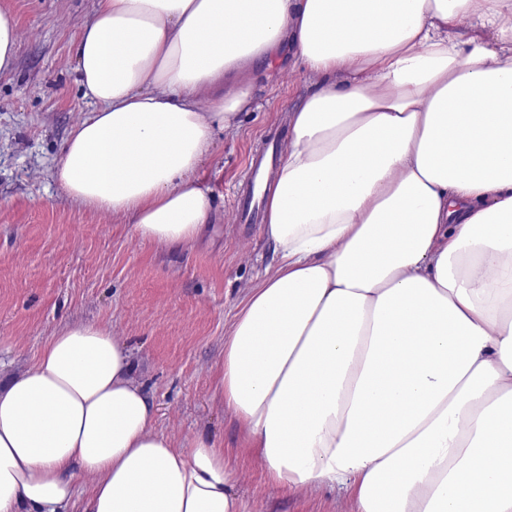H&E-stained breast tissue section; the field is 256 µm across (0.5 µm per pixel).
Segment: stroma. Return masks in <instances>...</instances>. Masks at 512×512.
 <instances>
[{
    "instance_id": "35a3bbf8",
    "label": "stroma",
    "mask_w": 512,
    "mask_h": 512,
    "mask_svg": "<svg viewBox=\"0 0 512 512\" xmlns=\"http://www.w3.org/2000/svg\"><path fill=\"white\" fill-rule=\"evenodd\" d=\"M93 0H0L20 31L14 69L0 75V371L31 366L58 328H108L131 352L157 431L204 435L230 459L245 512H339L336 491L269 484L257 450L224 409V331L248 288L276 258L258 224L232 221V203L265 140L285 142V116L308 89L282 48L248 72L253 105L216 131L204 164L214 210L190 248L142 240L133 225L68 199L53 177L72 128L92 109L72 47Z\"/></svg>"
}]
</instances>
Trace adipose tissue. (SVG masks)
I'll return each instance as SVG.
<instances>
[{
	"mask_svg": "<svg viewBox=\"0 0 512 512\" xmlns=\"http://www.w3.org/2000/svg\"><path fill=\"white\" fill-rule=\"evenodd\" d=\"M476 22L487 35L448 30ZM289 46L310 88L264 197L278 262L224 336V408L269 481L344 512H512V0H95L93 109L54 177L189 247L199 168ZM111 331L0 384V512H241L223 449L154 428Z\"/></svg>",
	"mask_w": 512,
	"mask_h": 512,
	"instance_id": "1",
	"label": "adipose tissue"
}]
</instances>
